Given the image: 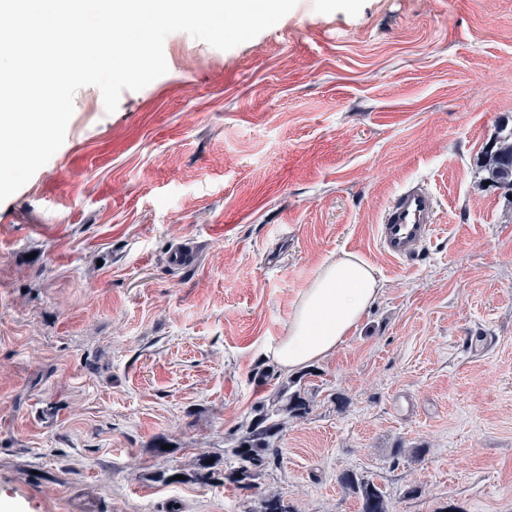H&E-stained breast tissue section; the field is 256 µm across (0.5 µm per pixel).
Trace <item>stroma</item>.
<instances>
[{
    "label": "stroma",
    "instance_id": "stroma-1",
    "mask_svg": "<svg viewBox=\"0 0 512 512\" xmlns=\"http://www.w3.org/2000/svg\"><path fill=\"white\" fill-rule=\"evenodd\" d=\"M165 75L74 95L65 140L0 203V512H512V0H298L228 51L183 32ZM423 182L419 260L377 226ZM192 242L194 267L169 266ZM384 289L297 374L270 348L319 267ZM299 380L276 463L228 448ZM483 167L490 182L512 189V131L498 141ZM339 481L345 489L360 495L363 502L362 512H390L385 492L372 481L352 472L342 474Z\"/></svg>",
    "mask_w": 512,
    "mask_h": 512
}]
</instances>
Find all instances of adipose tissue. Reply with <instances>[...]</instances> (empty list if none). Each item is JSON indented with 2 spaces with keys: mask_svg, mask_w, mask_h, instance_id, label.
Masks as SVG:
<instances>
[{
  "mask_svg": "<svg viewBox=\"0 0 512 512\" xmlns=\"http://www.w3.org/2000/svg\"><path fill=\"white\" fill-rule=\"evenodd\" d=\"M381 291L373 267L357 255L326 262L303 289L286 336L271 349L272 360L292 373L333 354Z\"/></svg>",
  "mask_w": 512,
  "mask_h": 512,
  "instance_id": "1",
  "label": "adipose tissue"
}]
</instances>
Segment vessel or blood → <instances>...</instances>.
<instances>
[{
    "label": "vessel or blood",
    "mask_w": 512,
    "mask_h": 512,
    "mask_svg": "<svg viewBox=\"0 0 512 512\" xmlns=\"http://www.w3.org/2000/svg\"><path fill=\"white\" fill-rule=\"evenodd\" d=\"M437 199L425 185L404 187L385 209L377 238L384 252L393 259L417 258L435 228Z\"/></svg>",
    "instance_id": "vessel-or-blood-1"
}]
</instances>
